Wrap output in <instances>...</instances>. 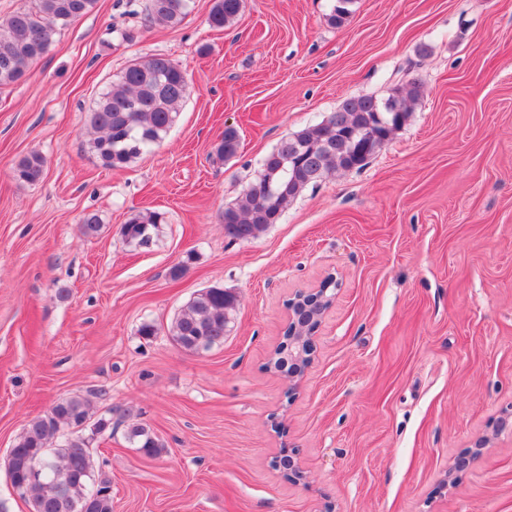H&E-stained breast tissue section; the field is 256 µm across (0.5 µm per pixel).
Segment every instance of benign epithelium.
I'll list each match as a JSON object with an SVG mask.
<instances>
[{"instance_id": "benign-epithelium-1", "label": "benign epithelium", "mask_w": 512, "mask_h": 512, "mask_svg": "<svg viewBox=\"0 0 512 512\" xmlns=\"http://www.w3.org/2000/svg\"><path fill=\"white\" fill-rule=\"evenodd\" d=\"M333 299L334 296L327 294V289L320 288L315 292H298L288 300V378L302 373L310 363L315 333ZM488 442L486 437L479 439L469 455L455 460L448 470V485L457 483L470 464L482 454Z\"/></svg>"}]
</instances>
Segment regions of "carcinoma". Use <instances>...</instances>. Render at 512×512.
Returning <instances> with one entry per match:
<instances>
[{
	"label": "carcinoma",
	"mask_w": 512,
	"mask_h": 512,
	"mask_svg": "<svg viewBox=\"0 0 512 512\" xmlns=\"http://www.w3.org/2000/svg\"><path fill=\"white\" fill-rule=\"evenodd\" d=\"M152 18L168 26L181 24L192 0H147ZM356 0H334L327 22L342 25ZM97 0H33L32 6L0 20V89L24 78L29 68L50 50L54 36L91 13ZM244 0H214L209 23L216 28L232 25ZM190 94L186 71L163 56L154 55L128 65L119 79L98 97L89 112L92 137L89 151L108 169H123L159 145L175 122L179 108ZM422 95V85L412 80L392 96L346 98L331 116L308 124L283 138L261 162L256 177L236 204L224 208L222 223L233 228V238H258L278 223L288 205L307 187L327 174L364 167L369 157H359L346 131L363 129L382 108L389 118L379 129L370 154L380 151L411 114V104ZM240 134L224 127L215 146L217 156H236ZM45 160L38 153L22 158L14 168L15 178L35 184L43 176ZM157 211H137L122 227L129 243L146 247L152 229L163 223ZM238 305L236 293L214 285L200 291L168 326L172 340L181 349L200 352L224 343ZM91 419L86 398L58 399L48 412L28 421L17 444L10 449L8 475L13 489L31 507V512H112L109 479L96 473L89 446L94 436L104 434L111 420L99 418L84 434ZM71 429V437L57 443L60 432ZM128 441L144 454H160L164 444L140 422L127 425Z\"/></svg>",
	"instance_id": "cac0c4a2"
}]
</instances>
